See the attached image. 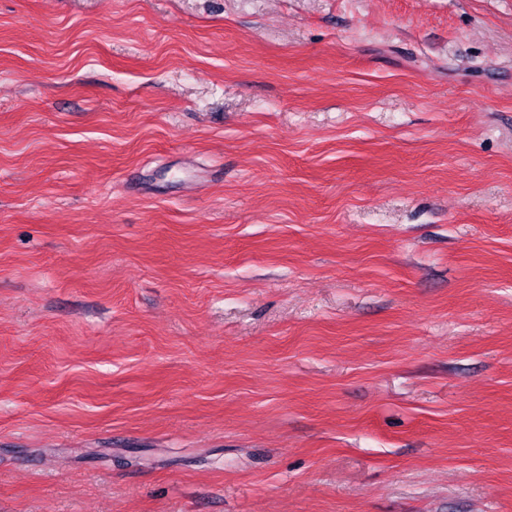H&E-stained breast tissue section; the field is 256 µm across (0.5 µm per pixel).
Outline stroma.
Segmentation results:
<instances>
[{"label":"stroma","instance_id":"35a3bbf8","mask_svg":"<svg viewBox=\"0 0 512 512\" xmlns=\"http://www.w3.org/2000/svg\"><path fill=\"white\" fill-rule=\"evenodd\" d=\"M0 512H512V0H0Z\"/></svg>","mask_w":512,"mask_h":512}]
</instances>
